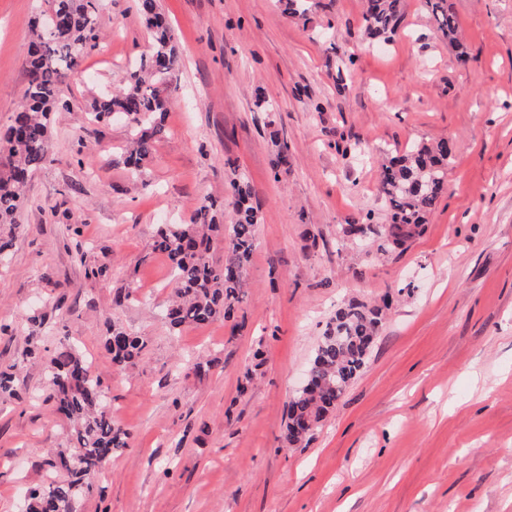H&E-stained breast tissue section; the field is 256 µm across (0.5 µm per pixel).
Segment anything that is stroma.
Masks as SVG:
<instances>
[{
    "label": "stroma",
    "instance_id": "35a3bbf8",
    "mask_svg": "<svg viewBox=\"0 0 512 512\" xmlns=\"http://www.w3.org/2000/svg\"><path fill=\"white\" fill-rule=\"evenodd\" d=\"M453 3L463 62L420 0H403L386 43L363 34L365 0H310L304 17L278 0H158L181 65L138 176L126 127L89 111L126 88L152 38L139 0H99L103 38L64 87L50 160L0 260V369L19 393L0 397V512H26L29 486L65 477L48 462L69 425L43 396L64 343L93 360L132 435L78 512H512V0ZM40 4L0 0V131L23 102ZM271 119L289 144L281 172ZM441 138L453 158L424 233L380 257L340 243L339 225L385 221L380 155ZM354 143L361 153H345ZM237 177L261 222L236 322L172 333L153 237L203 198H231ZM101 265L108 277H92ZM388 294L366 368L289 446L288 404L326 322ZM116 322L145 342L120 374L104 350ZM34 342L39 357H26Z\"/></svg>",
    "mask_w": 512,
    "mask_h": 512
}]
</instances>
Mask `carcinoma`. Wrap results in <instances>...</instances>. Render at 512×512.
I'll list each match as a JSON object with an SVG mask.
<instances>
[{
  "label": "carcinoma",
  "mask_w": 512,
  "mask_h": 512,
  "mask_svg": "<svg viewBox=\"0 0 512 512\" xmlns=\"http://www.w3.org/2000/svg\"><path fill=\"white\" fill-rule=\"evenodd\" d=\"M45 7L33 21L25 71L27 86L22 110L0 137V257L13 246L20 227L17 215L29 175L44 166L49 156L51 113L68 108L61 99L66 82L82 75L84 57L99 44L100 23L96 0H44ZM435 23L438 36L465 56L458 38L459 25L451 0H422ZM139 11L153 43L139 66L129 74L127 88L103 95L92 105L91 118L100 121L122 116L129 122L130 144L125 162L143 172L154 142L163 130L167 110L166 80L179 71L180 57L172 31L158 11L156 0H139ZM48 12L57 14V31L48 34L41 24ZM402 17V0H366L362 26L367 37L388 40ZM275 167L288 164V141L279 131L269 133ZM451 149L448 140L420 142L402 155L386 158L381 166L380 192L388 223L373 224L371 215L341 227L352 241L371 240L377 251L404 250L422 233L428 216L442 196ZM231 212L215 200L200 205L188 224H161L153 249L165 254L175 298L161 311L169 329L177 333L187 326L233 319L243 293V273L256 242L260 222L249 204L242 181L232 184ZM221 232L226 242L224 262L211 260L212 233ZM387 306L352 300L338 308L326 323L311 360L306 386L288 406L287 441L296 445L336 408L351 383L366 367L373 344L385 319ZM144 341L122 326L112 324L104 347L112 368L124 369L141 352ZM49 399L55 413L73 423L72 446L58 451L56 464L67 478L52 480L29 490L28 512H73L75 502L89 490L87 479L107 465L112 456L129 447L130 432L112 417L101 379L91 374L80 351L63 344L50 359L47 373Z\"/></svg>",
  "instance_id": "1"
}]
</instances>
